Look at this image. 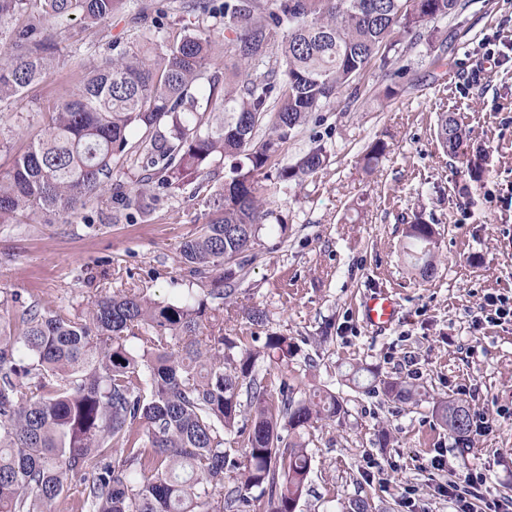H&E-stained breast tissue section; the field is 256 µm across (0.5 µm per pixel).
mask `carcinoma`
<instances>
[{
  "label": "carcinoma",
  "instance_id": "obj_1",
  "mask_svg": "<svg viewBox=\"0 0 512 512\" xmlns=\"http://www.w3.org/2000/svg\"><path fill=\"white\" fill-rule=\"evenodd\" d=\"M29 0H0V26ZM39 10L12 30L0 57V102L22 95L51 69L57 34L48 23L76 16L99 25L136 0H37ZM183 0L207 21L223 17L224 60L242 81L208 73L212 36L152 38L112 54L88 72L77 93L50 112L39 138L0 174V224L73 216L112 185L131 158L140 164L128 204L148 207L154 185L182 182L216 156L232 157L233 177L212 195L200 234L180 246L181 262L204 296L157 302L129 287L97 298L82 314L36 303L0 310V512H297L312 470L306 436L335 421L336 394L306 396L282 380L270 387L259 360L294 354L288 336L224 335L208 299L230 298L272 211L263 194L323 169L316 147L260 184L280 145L308 124L397 34L455 14L459 0ZM266 122L272 136L255 139ZM466 136L456 114L440 112L437 138L459 156ZM387 144L363 157L375 167ZM437 230L406 227L410 264L434 270ZM403 403L417 390L396 381L372 388ZM438 418L460 440L471 432L469 406L444 401ZM245 448H227V437Z\"/></svg>",
  "mask_w": 512,
  "mask_h": 512
}]
</instances>
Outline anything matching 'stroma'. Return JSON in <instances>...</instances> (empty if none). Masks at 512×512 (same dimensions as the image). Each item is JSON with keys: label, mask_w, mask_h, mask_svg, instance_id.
<instances>
[{"label": "stroma", "mask_w": 512, "mask_h": 512, "mask_svg": "<svg viewBox=\"0 0 512 512\" xmlns=\"http://www.w3.org/2000/svg\"><path fill=\"white\" fill-rule=\"evenodd\" d=\"M146 12L115 15L100 28L62 22L59 59L24 97L0 103V174L40 133L57 104L111 54L113 42L139 36L173 41L195 30L193 15L169 11L155 31L158 0ZM440 21L447 42L439 59L425 45L401 44V93L383 99L389 72L372 63L335 104L283 143L272 168L314 146L328 159L317 174L289 182L266 199L272 210L224 317L227 336H253L247 318L266 315L265 332L289 336L297 352L272 381L309 380L336 393L344 412L312 436L314 456L300 512H452L437 485L477 470L487 498L512 497V321H484L488 294L512 295V0H461ZM500 65H490L487 54ZM457 113L482 150L481 178L436 137L438 112ZM378 139L390 150L372 172L362 157ZM232 161L214 158L199 183L157 189L149 217L105 190L73 218L53 224H0V301L35 302L77 314L102 289L137 285L159 301L200 294L180 262L182 242L199 234L210 194ZM439 233L435 271L424 278L406 260L405 229L414 219ZM393 293L399 322L379 333L361 315L375 290ZM402 380L421 394L401 404L366 392L373 379ZM442 398L466 401L481 430L459 443L439 424ZM441 466L429 467L432 457ZM414 488V508L404 507Z\"/></svg>", "instance_id": "obj_1"}]
</instances>
